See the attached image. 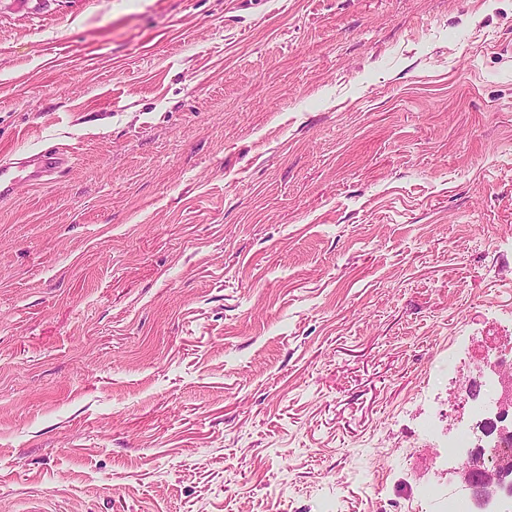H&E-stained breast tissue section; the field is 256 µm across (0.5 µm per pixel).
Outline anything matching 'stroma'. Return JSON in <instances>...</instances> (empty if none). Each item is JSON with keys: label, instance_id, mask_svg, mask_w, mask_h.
Here are the masks:
<instances>
[{"label": "stroma", "instance_id": "1", "mask_svg": "<svg viewBox=\"0 0 512 512\" xmlns=\"http://www.w3.org/2000/svg\"><path fill=\"white\" fill-rule=\"evenodd\" d=\"M0 512H415L512 338V0H0ZM68 157L60 150L46 149L30 155L21 166L0 163V200L9 198L20 181L40 182L64 169Z\"/></svg>", "mask_w": 512, "mask_h": 512}]
</instances>
